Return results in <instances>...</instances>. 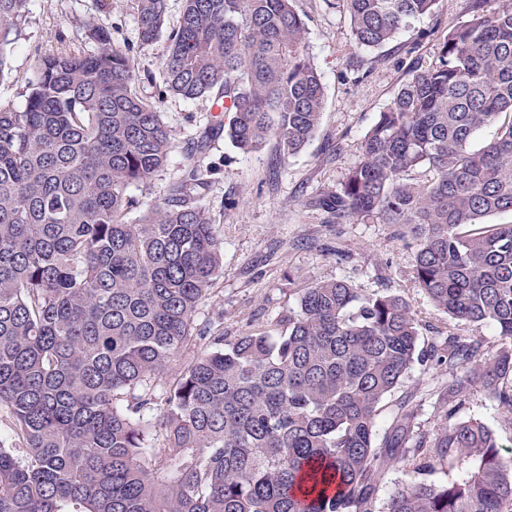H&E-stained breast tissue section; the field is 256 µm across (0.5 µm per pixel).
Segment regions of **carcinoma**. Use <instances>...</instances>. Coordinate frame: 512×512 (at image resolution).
Wrapping results in <instances>:
<instances>
[{
  "mask_svg": "<svg viewBox=\"0 0 512 512\" xmlns=\"http://www.w3.org/2000/svg\"><path fill=\"white\" fill-rule=\"evenodd\" d=\"M30 0H0V76ZM141 40L166 0H135ZM157 99H211L239 150L302 151L325 104L294 0H184ZM357 50L391 43L438 0H335ZM83 55L40 58L21 109L0 104V512H372L387 468L460 470L416 482L387 512H512V461L454 412L480 384L512 409V0L439 39V64L402 84L363 159L323 200L336 223L399 224L434 308L492 326L494 352L453 334L420 346L402 298L316 281L270 330L196 322L221 242L201 205L209 181L182 165L135 221L171 161L157 103L133 91L130 51L86 26ZM497 126L479 148L476 134ZM427 166L435 177L411 178ZM180 367L169 369L171 361ZM470 371L434 388V431L413 395L376 419L414 363Z\"/></svg>",
  "mask_w": 512,
  "mask_h": 512,
  "instance_id": "obj_1",
  "label": "carcinoma"
}]
</instances>
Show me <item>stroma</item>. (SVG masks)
<instances>
[{
  "instance_id": "35a3bbf8",
  "label": "stroma",
  "mask_w": 512,
  "mask_h": 512,
  "mask_svg": "<svg viewBox=\"0 0 512 512\" xmlns=\"http://www.w3.org/2000/svg\"><path fill=\"white\" fill-rule=\"evenodd\" d=\"M307 31V52L326 87L319 127L305 149L280 156L275 140L244 152L216 138L201 160L214 168L202 199L222 246V264L212 289L199 306L203 317L223 316L224 333L238 336L267 330L280 312L296 307L299 291L315 281L342 279L364 295L403 298L421 321L422 344L438 330L479 340L493 351L502 340L489 327L449 321L438 313L414 277L415 248L394 224H335L318 204L335 192L348 168L363 154L364 138L412 71L436 66L438 37L466 15V0H439L435 10L402 30L380 49L354 50L351 24L328 0H294ZM109 30L114 44L129 48L138 79L135 92L153 100L168 42L145 43L139 35L132 0H30L22 36L9 54L10 75L0 78V103L23 106L21 81L44 55L90 50L86 21ZM174 151L170 164L139 190L144 203L161 201L181 173L192 138L223 124L211 101L191 102L168 94L159 105ZM444 366L414 365L403 388L383 402L377 431H384L395 404L415 393L417 422L424 431L436 425L431 390L447 381ZM494 431L504 456L512 457V409L475 387L456 414Z\"/></svg>"
}]
</instances>
